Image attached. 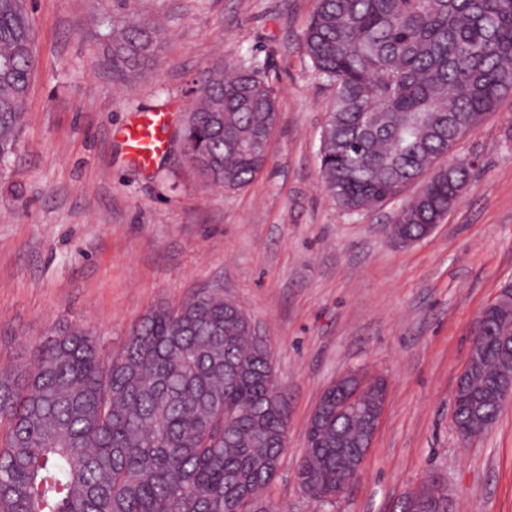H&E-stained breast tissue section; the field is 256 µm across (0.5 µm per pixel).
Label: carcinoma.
Returning <instances> with one entry per match:
<instances>
[{"label": "carcinoma", "mask_w": 512, "mask_h": 512, "mask_svg": "<svg viewBox=\"0 0 512 512\" xmlns=\"http://www.w3.org/2000/svg\"><path fill=\"white\" fill-rule=\"evenodd\" d=\"M101 26L112 69L140 70L161 29L124 16ZM334 87L320 135L327 194L356 215L422 179L397 214L393 239L419 238L458 201L471 164L440 163L456 139L512 94V0H316L300 41ZM36 66L27 0H0V170L20 137ZM181 128L183 157L209 186L238 190L268 158L278 113L273 89L247 67L205 70ZM242 308L218 288L159 306L132 327L122 350L103 351L82 328L52 338L15 373L0 372V512H267L288 410L273 392L262 342ZM468 358L474 398L454 392L457 429L495 422L512 390V310L481 324ZM354 386L320 396L297 464L301 490L322 505L353 475L364 421L336 410ZM385 382L362 395L374 411ZM439 475L421 485L423 512H448Z\"/></svg>", "instance_id": "cac0c4a2"}]
</instances>
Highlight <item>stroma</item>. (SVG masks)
<instances>
[{
  "label": "stroma",
  "mask_w": 512,
  "mask_h": 512,
  "mask_svg": "<svg viewBox=\"0 0 512 512\" xmlns=\"http://www.w3.org/2000/svg\"><path fill=\"white\" fill-rule=\"evenodd\" d=\"M112 0H30L36 69L25 125L0 172V369L66 327L123 347L158 305L220 287L265 336L289 396L288 434L268 512H391L427 473L444 477L453 512H512V401L463 442L455 381L479 313L512 285V96L461 137L471 162L460 201L426 238L385 230L421 189L350 215L319 173L332 91L299 48L315 0H134L163 42L140 73H113L98 19ZM255 69L278 110L265 167L237 191L201 182L179 138L152 169L118 137L135 113L180 130L202 71ZM349 371L387 383L359 478L331 506L306 497L296 464L324 388Z\"/></svg>",
  "instance_id": "1"
}]
</instances>
